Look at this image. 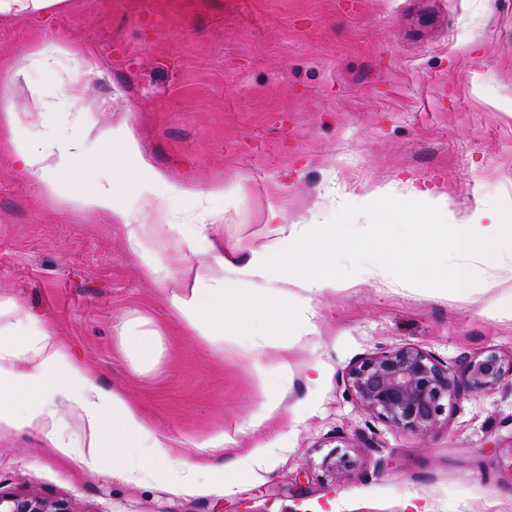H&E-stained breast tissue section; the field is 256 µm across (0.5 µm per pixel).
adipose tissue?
<instances>
[{"label": "adipose tissue", "instance_id": "ef3b65f1", "mask_svg": "<svg viewBox=\"0 0 512 512\" xmlns=\"http://www.w3.org/2000/svg\"><path fill=\"white\" fill-rule=\"evenodd\" d=\"M68 60L81 83L91 84L98 73L89 65L88 50L79 44L44 40L25 54L0 57V153L8 155L20 173L37 180L43 194L69 209L130 226L132 250L157 281L171 283L176 292L171 306L184 327L216 350L251 333L261 318L284 324L295 336H314L315 296L348 288L351 276L324 265L323 256L346 238L343 224L289 222L280 208H269L267 241L248 262L222 243L210 242V264L186 268L178 279L156 261L153 228L134 225L126 203L122 172L127 159L139 153L131 131L119 132L98 124L99 101L81 94L56 98L37 83L27 90L35 111L76 113L79 132L36 148L25 135L23 121L12 106L20 77L32 68L50 73ZM108 159L111 180L95 179L99 159ZM81 183L80 190L62 194L61 175ZM404 192L388 185L361 187L342 195L338 209L350 208L367 217L376 231L363 247L378 266L388 269L387 288L423 285L435 294L465 293L479 278L474 260L491 264L502 254L512 255V222L485 204L469 215L457 216L445 195L410 179ZM180 187L166 184L163 196L150 209L163 221L168 236L191 243L204 237L216 212L208 205L225 195L223 185L197 189L198 214L193 225L167 221L169 199L182 196ZM121 343L141 370L156 363L161 349L157 332L128 325ZM77 428H70L69 420ZM19 428L40 432L61 454L92 464L98 473L129 482L140 481L150 459L168 453L153 427L125 394L104 389L84 369L74 365L67 348L43 327L23 318L16 304L0 301V433Z\"/></svg>", "mask_w": 512, "mask_h": 512}]
</instances>
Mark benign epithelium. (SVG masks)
I'll return each mask as SVG.
<instances>
[{
    "label": "benign epithelium",
    "instance_id": "1",
    "mask_svg": "<svg viewBox=\"0 0 512 512\" xmlns=\"http://www.w3.org/2000/svg\"><path fill=\"white\" fill-rule=\"evenodd\" d=\"M512 363L504 366L491 354L469 360L461 374L414 347H400L365 358L348 370V382L360 404L370 413L405 432L426 437L441 423L464 387L471 392L496 389ZM0 512H71L67 502L37 495L0 493Z\"/></svg>",
    "mask_w": 512,
    "mask_h": 512
}]
</instances>
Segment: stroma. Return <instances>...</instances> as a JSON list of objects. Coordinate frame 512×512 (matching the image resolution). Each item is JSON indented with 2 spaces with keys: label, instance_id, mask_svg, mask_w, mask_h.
<instances>
[{
  "label": "stroma",
  "instance_id": "obj_1",
  "mask_svg": "<svg viewBox=\"0 0 512 512\" xmlns=\"http://www.w3.org/2000/svg\"><path fill=\"white\" fill-rule=\"evenodd\" d=\"M46 37L92 51L94 93L112 104L97 121L136 132L141 157L126 163L134 220L154 192L143 159L185 189L170 207L180 220L200 184L232 188L206 239L190 249L162 239L157 260L170 274L211 262V239L249 259L271 207L365 236L363 218L330 207L335 189L414 177L460 215L512 209V0H65L48 20L0 17V55ZM15 105L34 145L78 131L71 115L29 111L25 93ZM359 278L316 297L318 335L261 322L274 346L215 351L173 315L170 289L133 255L128 229L41 196L0 154V301L123 391L172 460L193 461L216 432L243 429L224 451L240 470L189 488L162 469L140 482L104 476L15 430L0 435V492L64 499L72 512H401L409 498L426 512H512L511 376L490 393L462 391L425 438L365 410L347 383L355 362L403 346L456 370L475 356L512 359V320L499 315L512 305V275L448 297L381 287L365 263ZM138 317L162 343L145 373L121 346ZM258 440L280 448L270 470L250 467ZM336 454L349 471L322 469Z\"/></svg>",
  "mask_w": 512,
  "mask_h": 512
}]
</instances>
